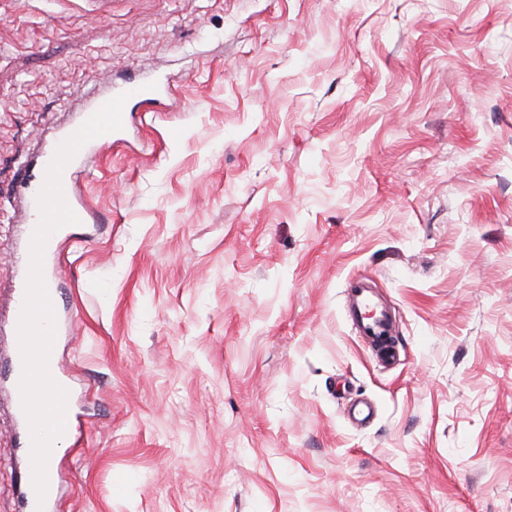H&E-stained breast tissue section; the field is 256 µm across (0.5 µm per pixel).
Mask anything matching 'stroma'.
<instances>
[{
    "instance_id": "1",
    "label": "stroma",
    "mask_w": 512,
    "mask_h": 512,
    "mask_svg": "<svg viewBox=\"0 0 512 512\" xmlns=\"http://www.w3.org/2000/svg\"><path fill=\"white\" fill-rule=\"evenodd\" d=\"M143 80L75 176L97 229L54 247L59 512H512V0H0V361L24 182ZM122 94H129L127 99L125 100L122 111H121V122H122V128L120 130L108 132L105 134H102L89 142H87L77 153V155L72 159V161L65 167L64 169V177L62 178V186H63V192L64 196L66 198L67 203L69 204L70 208L73 210L75 215L79 219L78 224H88L91 220H95L94 215L90 211L89 205L79 196L76 194V192L73 189L72 183H71V173L72 170L76 167L78 164L80 154L83 149L88 147L89 145H95L99 148H104L110 144H112V136L120 134L126 127L127 121H128V104L131 98L133 97H149L151 94V90L147 85L140 84L132 87H128L124 89L121 92L118 93H112L111 96L100 99L96 101L90 108L84 111L82 117L80 118L78 124L72 128H70L68 131H66L63 136H58L52 146L46 151V153L43 156V166L46 168L49 163L51 162L55 151L57 147L71 134H73L84 122L86 119H88L92 114H94L97 110H99L104 104H106L108 101L112 100L113 98L120 96ZM351 315L361 336L371 344L393 333V322L388 311L376 304L360 281L349 282Z\"/></svg>"
}]
</instances>
